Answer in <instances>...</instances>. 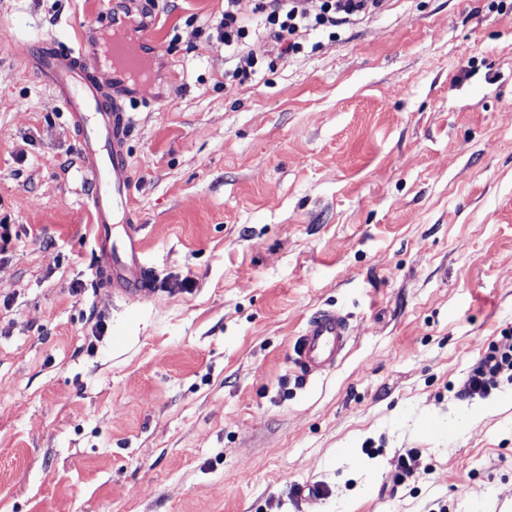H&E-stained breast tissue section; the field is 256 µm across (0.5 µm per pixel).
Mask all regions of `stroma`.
<instances>
[{
	"label": "stroma",
	"instance_id": "1",
	"mask_svg": "<svg viewBox=\"0 0 512 512\" xmlns=\"http://www.w3.org/2000/svg\"><path fill=\"white\" fill-rule=\"evenodd\" d=\"M111 8L0 0V512H512V381L457 395L512 346V0H387L229 91L224 0H155L143 303L95 285L74 136L11 49ZM328 306L351 342L306 380ZM350 342L346 316L337 308L320 309L301 328L294 359L305 376L323 374L343 357Z\"/></svg>",
	"mask_w": 512,
	"mask_h": 512
}]
</instances>
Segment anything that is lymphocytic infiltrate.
I'll return each mask as SVG.
<instances>
[{"label":"lymphocytic infiltrate","mask_w":512,"mask_h":512,"mask_svg":"<svg viewBox=\"0 0 512 512\" xmlns=\"http://www.w3.org/2000/svg\"><path fill=\"white\" fill-rule=\"evenodd\" d=\"M236 2L224 0V12L212 26L227 53L224 84L228 87L252 82L262 70L302 53L306 32L317 30L336 40L343 26L381 12L387 0H318L313 9L308 0H255L251 20L238 13ZM259 38L268 43V56L260 58L250 50L251 41ZM504 377L512 380V347H490L460 394L467 398L489 395Z\"/></svg>","instance_id":"f902f5d3"}]
</instances>
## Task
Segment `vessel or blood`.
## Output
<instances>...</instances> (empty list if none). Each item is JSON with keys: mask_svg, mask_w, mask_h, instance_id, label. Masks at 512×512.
<instances>
[{"mask_svg": "<svg viewBox=\"0 0 512 512\" xmlns=\"http://www.w3.org/2000/svg\"><path fill=\"white\" fill-rule=\"evenodd\" d=\"M148 30H137L121 10L88 24L75 40L51 37L17 43L28 69L49 87L68 114L78 167L87 186L85 205L95 241L96 282L114 297L145 301L155 293V273L142 260L141 221L132 206L127 139L132 117L124 98L145 63ZM121 225L113 238V225ZM350 342L346 316L336 308L313 313L301 328L294 359L307 376L324 373Z\"/></svg>", "mask_w": 512, "mask_h": 512, "instance_id": "vessel-or-blood-1", "label": "vessel or blood"}]
</instances>
